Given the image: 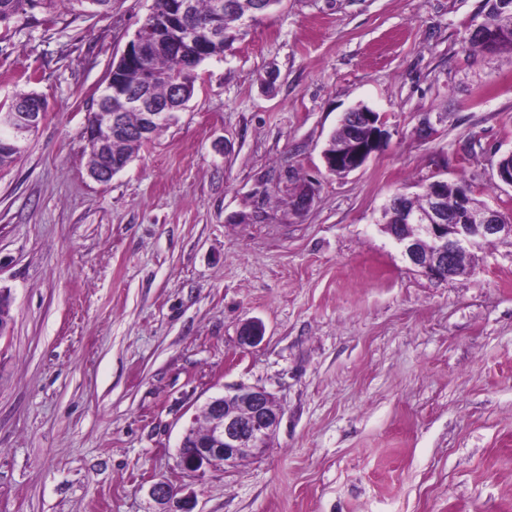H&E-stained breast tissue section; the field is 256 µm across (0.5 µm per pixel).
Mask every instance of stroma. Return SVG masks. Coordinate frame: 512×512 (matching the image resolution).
I'll return each instance as SVG.
<instances>
[{"label":"stroma","instance_id":"obj_1","mask_svg":"<svg viewBox=\"0 0 512 512\" xmlns=\"http://www.w3.org/2000/svg\"><path fill=\"white\" fill-rule=\"evenodd\" d=\"M152 6L0 24V103L48 102L0 170V512H149L158 481L198 512H512V243L437 280L380 226L436 179L512 214V51L469 48L485 0H280L102 183L82 131ZM359 105L390 138L329 173ZM237 384L274 395L276 435L188 472L185 429Z\"/></svg>","mask_w":512,"mask_h":512}]
</instances>
